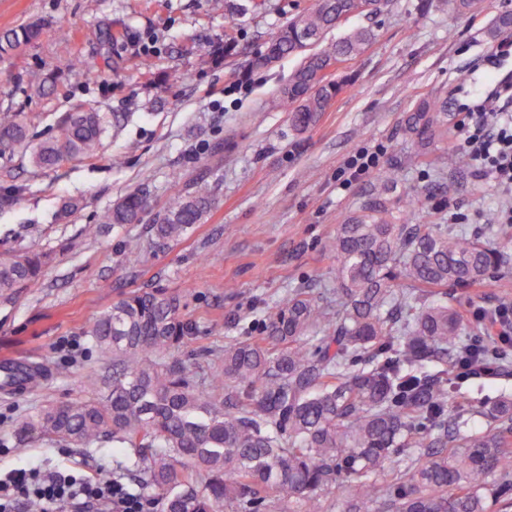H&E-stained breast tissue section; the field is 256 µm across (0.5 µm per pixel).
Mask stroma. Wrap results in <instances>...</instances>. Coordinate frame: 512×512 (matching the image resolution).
I'll return each instance as SVG.
<instances>
[{
    "label": "stroma",
    "instance_id": "stroma-1",
    "mask_svg": "<svg viewBox=\"0 0 512 512\" xmlns=\"http://www.w3.org/2000/svg\"><path fill=\"white\" fill-rule=\"evenodd\" d=\"M233 11H225V2ZM314 0H267L263 14L242 13L246 0H0V31L33 20L44 24L40 41L21 54L0 57V110L38 112L29 138L56 132L77 107L108 116L95 158L54 170L34 168L25 149L0 154V253L47 252L42 275L0 297V361L49 366L47 377L24 392L0 391V473L41 467L108 476L130 468L126 451L105 441L83 448L31 440L19 456L21 422L52 402L89 395L111 357L90 347L84 326L125 293L162 287L191 289L187 313L202 328L195 352L260 335L262 309L297 288L335 292L329 243L342 219L377 187L379 170L347 189L336 170L359 148L382 144V168L400 166L391 191L413 224H444L483 241L512 240V224L493 218L503 205L489 179L464 161L461 148L439 147L430 166L409 164L412 143L403 128L407 112L430 95L452 97L484 90L487 71L512 79V60L489 68L486 58L512 30H487L512 0H481L461 15L438 0H390L382 14L350 19L340 32L369 27L376 34L362 55L347 62L349 86L318 124L297 134L275 106L297 58L248 72L249 59L288 19ZM239 30L238 52L223 55L224 31ZM150 54H143L145 43ZM73 54V71L55 67ZM149 60L151 71L140 67ZM45 94H35L37 82ZM122 165H112V156ZM205 177L215 205L185 239L151 246L149 227L182 193ZM142 190L149 207L141 221L105 226L85 237L84 225L125 194ZM78 201L77 212H62ZM461 212L468 223L452 224ZM140 248L142 261L125 256ZM512 297V262L483 285L458 290L454 303L470 306Z\"/></svg>",
    "mask_w": 512,
    "mask_h": 512
}]
</instances>
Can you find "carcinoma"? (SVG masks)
Masks as SVG:
<instances>
[{"label":"carcinoma","mask_w":512,"mask_h":512,"mask_svg":"<svg viewBox=\"0 0 512 512\" xmlns=\"http://www.w3.org/2000/svg\"><path fill=\"white\" fill-rule=\"evenodd\" d=\"M384 5L315 0L253 56L252 71L299 58L278 95L295 131L313 126L346 84L325 71L362 54L375 34L355 27L315 46L342 22ZM42 33L38 21L0 32V55ZM41 120L38 112L0 111V153L26 143ZM404 128L416 163H432V146L448 143L447 102L420 100ZM104 132L101 113L76 108L31 149L30 162L54 169L93 158ZM380 181L383 189L336 225V299L298 288L265 308L263 335L224 346L204 365L183 354L200 328L182 296L131 291L84 330L112 355L96 394L43 406L23 421L20 441H112L134 456V482L153 512H326L341 484L351 490L346 512H486L490 498L507 512L512 395L478 411L480 431L448 414L461 359L512 368L494 342L476 347L462 338L448 289L478 286L507 260L477 237L394 218L400 200L387 191L400 169H386ZM212 205L207 184L192 182L151 225L154 242L183 239ZM147 208L146 195L134 190L100 223L134 224ZM43 263L42 254H1L0 294L36 280ZM4 373L3 386L32 376L23 367Z\"/></svg>","instance_id":"obj_1"}]
</instances>
